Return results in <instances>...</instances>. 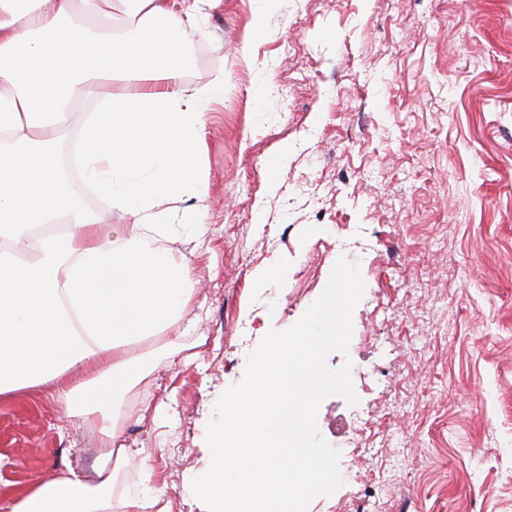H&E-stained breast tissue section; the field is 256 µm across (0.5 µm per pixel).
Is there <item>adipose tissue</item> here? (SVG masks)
Listing matches in <instances>:
<instances>
[{"label": "adipose tissue", "mask_w": 512, "mask_h": 512, "mask_svg": "<svg viewBox=\"0 0 512 512\" xmlns=\"http://www.w3.org/2000/svg\"><path fill=\"white\" fill-rule=\"evenodd\" d=\"M0 0V399L54 384L64 419L97 428L89 471L65 467L25 492L0 490L8 512H151L150 495L115 496L139 456L114 423L115 396L181 349L198 286L177 257L166 206L190 198L195 232L209 180L194 146L201 107L224 80L192 89L176 32L192 20L173 0ZM132 14L126 35L115 13ZM121 78L99 94L102 81ZM100 95L83 134L63 136L74 103ZM136 220L103 235L57 161ZM154 346L134 355V343Z\"/></svg>", "instance_id": "obj_1"}]
</instances>
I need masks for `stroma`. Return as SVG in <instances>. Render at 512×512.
Returning a JSON list of instances; mask_svg holds the SVG:
<instances>
[{
    "label": "stroma",
    "mask_w": 512,
    "mask_h": 512,
    "mask_svg": "<svg viewBox=\"0 0 512 512\" xmlns=\"http://www.w3.org/2000/svg\"><path fill=\"white\" fill-rule=\"evenodd\" d=\"M267 35L240 47L256 9ZM183 84L224 78L205 111L207 227L173 204L198 281L183 355L118 402L117 489L198 512L215 403L270 330L295 324L339 258L364 293L346 352L382 375L326 398L342 486L308 512H512V0H198L177 32ZM286 268L256 283L255 273ZM453 325L444 339L440 331ZM51 386L0 400V487L86 466L97 430L59 429Z\"/></svg>",
    "instance_id": "stroma-1"
}]
</instances>
